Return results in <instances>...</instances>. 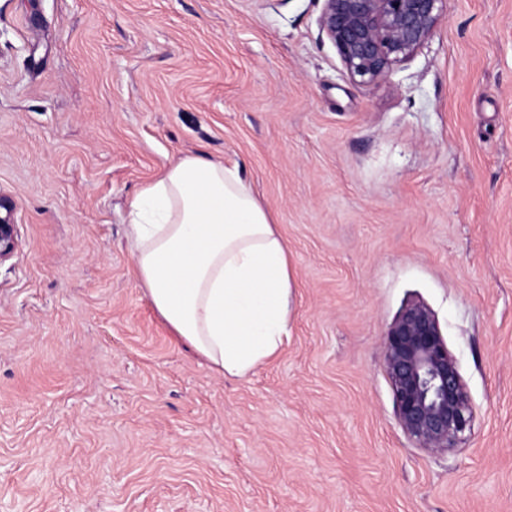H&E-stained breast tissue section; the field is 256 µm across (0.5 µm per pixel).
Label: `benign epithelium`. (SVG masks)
<instances>
[{"instance_id":"benign-epithelium-1","label":"benign epithelium","mask_w":512,"mask_h":512,"mask_svg":"<svg viewBox=\"0 0 512 512\" xmlns=\"http://www.w3.org/2000/svg\"><path fill=\"white\" fill-rule=\"evenodd\" d=\"M321 29L337 49L349 77L369 84L430 37L445 0H324ZM17 247L15 225L0 219V262ZM398 423L417 447L449 451L471 431L474 408L433 311L407 303L384 341Z\"/></svg>"}]
</instances>
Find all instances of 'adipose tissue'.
Listing matches in <instances>:
<instances>
[{
	"mask_svg": "<svg viewBox=\"0 0 512 512\" xmlns=\"http://www.w3.org/2000/svg\"><path fill=\"white\" fill-rule=\"evenodd\" d=\"M137 277L212 371L243 377L288 335V245L239 166L180 158L130 204Z\"/></svg>",
	"mask_w": 512,
	"mask_h": 512,
	"instance_id": "1",
	"label": "adipose tissue"
}]
</instances>
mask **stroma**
I'll return each instance as SVG.
<instances>
[{
    "mask_svg": "<svg viewBox=\"0 0 512 512\" xmlns=\"http://www.w3.org/2000/svg\"><path fill=\"white\" fill-rule=\"evenodd\" d=\"M324 0H0V512H512V0H447L352 81ZM239 165L288 242V336L223 377L145 297L140 188ZM435 313L474 406L416 447L383 364Z\"/></svg>",
    "mask_w": 512,
    "mask_h": 512,
    "instance_id": "1",
    "label": "stroma"
}]
</instances>
